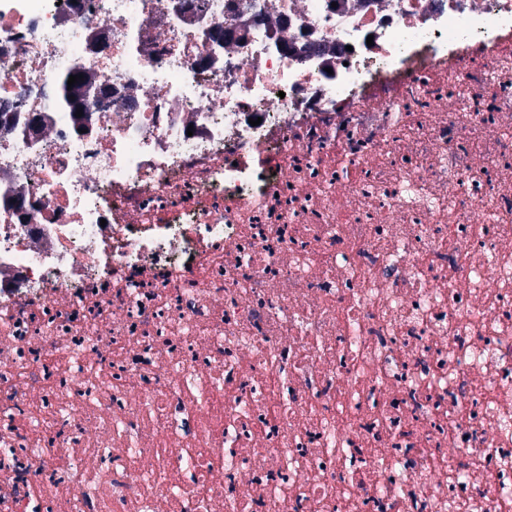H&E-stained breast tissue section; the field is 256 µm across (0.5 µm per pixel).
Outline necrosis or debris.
<instances>
[{
  "mask_svg": "<svg viewBox=\"0 0 512 512\" xmlns=\"http://www.w3.org/2000/svg\"><path fill=\"white\" fill-rule=\"evenodd\" d=\"M168 2L0 11V512H512V0Z\"/></svg>",
  "mask_w": 512,
  "mask_h": 512,
  "instance_id": "1",
  "label": "necrosis or debris"
}]
</instances>
